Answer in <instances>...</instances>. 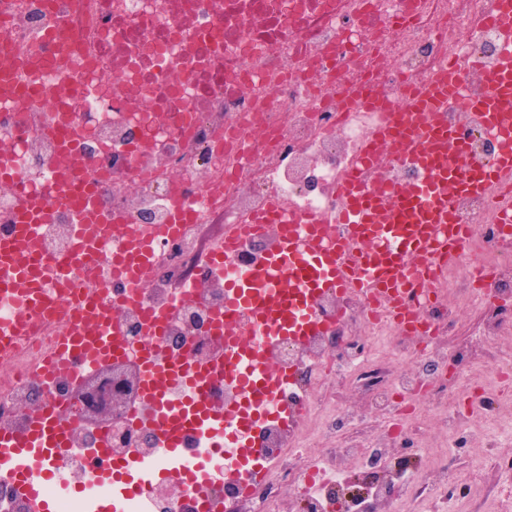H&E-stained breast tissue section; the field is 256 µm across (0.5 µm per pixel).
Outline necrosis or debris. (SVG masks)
<instances>
[{
    "label": "necrosis or debris",
    "mask_w": 512,
    "mask_h": 512,
    "mask_svg": "<svg viewBox=\"0 0 512 512\" xmlns=\"http://www.w3.org/2000/svg\"><path fill=\"white\" fill-rule=\"evenodd\" d=\"M502 0H0V166L17 184L53 186L59 131H74L72 172L91 184L104 224L156 232L151 277L138 297L113 284L121 343L135 356L64 374L40 372L57 342L45 325L0 377V427L22 426L18 402L64 405L80 422L60 485L44 495L55 512H96L83 482L101 468L102 442L113 458L145 471L171 468L153 430L132 409L140 355L162 363L204 362L224 348L214 329L224 280L204 256L225 225L247 224L271 202L286 215L333 218L338 182L374 137L378 113L357 103L373 95L401 107L410 84L455 66L468 98L482 95L474 72L496 68L502 32L491 23ZM448 124L467 144L466 164H492L498 141L473 123L466 106ZM57 135H44L46 127ZM495 197L463 195L460 223L473 235L453 265L414 299L433 326L428 338L399 332L360 294H325L312 311L321 329L297 343L265 347L292 371L275 393L280 408L304 401L296 427L270 417L253 436L263 476L222 475L210 498L223 512H405L419 501L445 512L462 485L446 456L430 470L404 415L427 396L442 431L499 414L487 377L512 373L502 351L450 344L461 311L485 320L489 335L512 334V242L499 233ZM494 300L479 292L482 283ZM168 313L163 335L145 334L142 307ZM385 341L383 351L370 345ZM360 387L366 405L334 395L336 381ZM107 382L121 403L107 427L81 418ZM185 487L127 500L123 512H198Z\"/></svg>",
    "instance_id": "4bbe7bcc"
}]
</instances>
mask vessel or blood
Instances as JSON below:
<instances>
[{
    "mask_svg": "<svg viewBox=\"0 0 512 512\" xmlns=\"http://www.w3.org/2000/svg\"><path fill=\"white\" fill-rule=\"evenodd\" d=\"M493 23L504 34L501 59L496 70L484 76L483 97L469 107L479 124L499 136L495 164L467 173L458 164L464 141L441 119L460 95V83L451 69L426 83L407 105L382 113L361 165L339 186L344 235H330L327 225L312 219L301 226L283 224L281 208L275 205L254 219L257 226L277 230L275 248L256 265H225L224 249L216 247L209 262L224 276V307L216 316L217 326L227 333L222 361L164 365L148 361L141 370V400L133 416L158 432L162 450L177 453L184 432L221 421L229 427L224 440L236 450V467L253 470L260 465L262 453L253 447L250 431L267 415L266 388L279 372L259 357L255 344L237 333L239 313H248L251 326L267 339L302 341L316 327L310 312L316 297L360 292L386 307L406 334L430 335V327L405 296L408 289L430 284L429 277L418 272L421 258L454 262L470 234L468 226L457 220L452 191L483 195L497 185L512 186V6L503 5ZM386 148L417 168L419 178L405 187L386 182L378 170ZM19 197L22 205L12 230L0 237V302L15 312L13 319L0 322V363L9 360L18 337L31 335L33 314L46 309L68 322L55 372H67L78 360L98 361L117 354V318L106 289H87V304L76 313L69 299L67 271L92 258L100 225H76L72 251L65 256L49 259L42 250L46 226L56 209H79L82 193L59 191L50 196L26 188ZM129 239L127 249L108 259V272L110 278L139 288L146 282L151 242L135 233ZM219 379L237 388L240 404L217 409L206 403V384ZM174 384L184 388L185 402H168L167 390ZM74 429L72 415L58 404L31 413L21 427L0 428V455L10 463L6 475L19 486L31 512H54L52 502L39 490L54 478L51 459L69 451ZM199 467L194 461L173 472L157 473L156 479L183 484L203 499L207 488L195 481ZM96 481L112 484L128 496L143 490L118 461L103 469Z\"/></svg>",
    "mask_w": 512,
    "mask_h": 512,
    "instance_id": "1",
    "label": "vessel or blood"
}]
</instances>
